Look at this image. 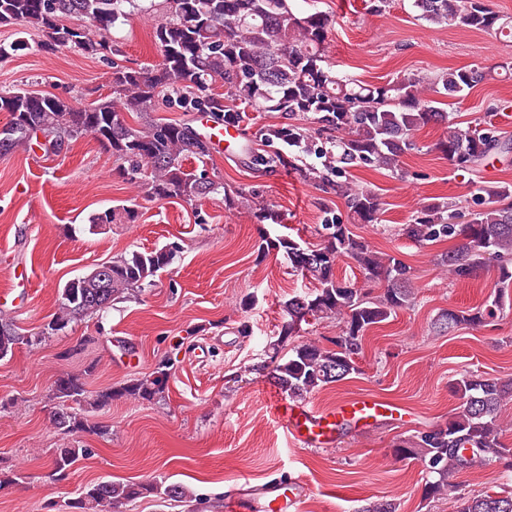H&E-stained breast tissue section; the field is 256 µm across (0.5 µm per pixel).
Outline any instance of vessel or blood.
<instances>
[{
	"instance_id": "obj_1",
	"label": "vessel or blood",
	"mask_w": 512,
	"mask_h": 512,
	"mask_svg": "<svg viewBox=\"0 0 512 512\" xmlns=\"http://www.w3.org/2000/svg\"><path fill=\"white\" fill-rule=\"evenodd\" d=\"M274 413L281 419L287 434L299 448L332 447L347 426L361 428L388 418L401 423L406 419L402 408L394 402L357 396L334 408L320 410L288 404L280 399L272 401ZM306 484L294 478L287 482L272 480L261 485H243L224 500L225 512H297Z\"/></svg>"
}]
</instances>
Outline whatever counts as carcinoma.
Here are the masks:
<instances>
[{"label":"carcinoma","instance_id":"1","mask_svg":"<svg viewBox=\"0 0 512 512\" xmlns=\"http://www.w3.org/2000/svg\"><path fill=\"white\" fill-rule=\"evenodd\" d=\"M152 2L0 0V25L37 31V48L44 52L104 54L112 50L110 30L135 12L150 13ZM413 6L419 18L431 25L512 38V20L495 12L488 0H413ZM331 24L323 12L294 11L289 0H169L168 13L152 29L160 61L142 68L113 66L110 94L78 107L68 99L25 87L0 91V113L7 117L0 125V154L33 145L57 153L92 135L125 165L123 171L139 175L156 199L192 202L222 192L227 204L252 211L257 223L277 224L276 211L253 208L251 195L241 189L229 193L220 177L209 176L210 148L189 122L165 121L153 113L160 99L172 95L198 112L220 114L230 124L248 121L251 112H281L318 125L317 131L296 124L261 126L254 137H275L289 153L320 160V166H308L312 178L345 199L354 223L378 224L382 211L378 194L352 181L330 179L340 173L339 165L357 163L397 172L402 158L415 148L414 133L429 126L448 129L434 149L457 171H475L492 155L512 153V139L498 134L494 126L464 129L452 113L430 99L432 93L461 98L486 79L483 68L451 70L435 79L405 75L386 84L338 76L326 59ZM130 115L140 123H129ZM191 160L202 168H188ZM478 191L482 208L470 213L466 222L449 223L456 216L453 203L428 201L404 228V235L422 244L457 240L442 264L459 279L488 262L496 263L499 293L479 308L442 310L433 322L439 333L485 325L501 311L506 288L512 285V186L481 185ZM137 218L135 207L123 205L90 215L88 224L91 228L133 224ZM271 244L284 249L295 270L319 283L313 292L283 302L288 321L280 337L292 336L307 315L314 320L333 317L340 324L330 345L301 341L281 357L275 343L270 361L258 366L290 398L302 399L359 372L356 359L364 333L412 304V280L405 264L381 255L339 220L322 225L320 243L313 247L287 238L274 244L263 239L259 251L269 250ZM342 256L353 259L365 281L377 285V295L336 278V259ZM171 261V251L155 249L132 250L99 264L103 278L80 276L67 282L59 290L58 311L33 336L23 335L12 321L0 318V358L24 341L37 344L152 286ZM169 375L170 363L164 362L151 374L102 389L90 399L84 376L63 373L52 385L56 401L52 423L70 434L100 432L101 426L89 425L71 410V404L84 403L96 410L121 398L151 402L164 392ZM454 389L462 399L460 410L447 422L394 445L392 454L398 461L419 463L426 476L424 496L453 499L454 512H512V491L462 496L454 482L459 473L490 461L502 466L506 479L512 478V448L501 441L502 411L512 403V377L463 373ZM89 453L82 447L57 449L52 476L65 479L79 458ZM150 496L192 500V493L180 484L101 480L85 487L71 508L119 512L122 505ZM357 512H397V508L379 498Z\"/></svg>","mask_w":512,"mask_h":512}]
</instances>
